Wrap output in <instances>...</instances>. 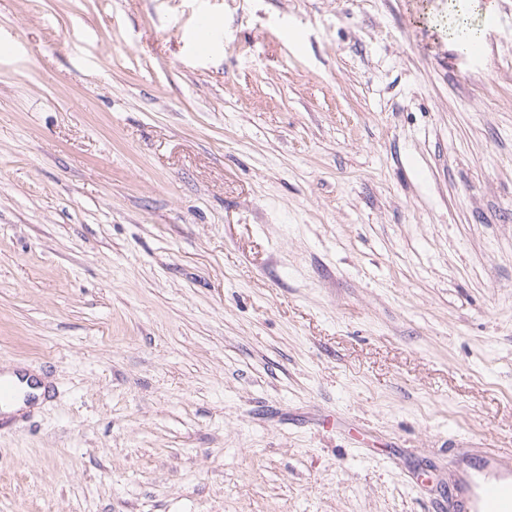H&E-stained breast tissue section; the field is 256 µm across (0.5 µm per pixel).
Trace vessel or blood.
I'll return each mask as SVG.
<instances>
[{
	"instance_id": "b4317fda",
	"label": "vessel or blood",
	"mask_w": 512,
	"mask_h": 512,
	"mask_svg": "<svg viewBox=\"0 0 512 512\" xmlns=\"http://www.w3.org/2000/svg\"><path fill=\"white\" fill-rule=\"evenodd\" d=\"M448 508L450 512H512V466L499 454L475 458L455 479Z\"/></svg>"
}]
</instances>
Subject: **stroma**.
<instances>
[{"label":"stroma","mask_w":512,"mask_h":512,"mask_svg":"<svg viewBox=\"0 0 512 512\" xmlns=\"http://www.w3.org/2000/svg\"><path fill=\"white\" fill-rule=\"evenodd\" d=\"M0 42V372L49 381L0 512H448L512 451V0H0Z\"/></svg>","instance_id":"obj_1"}]
</instances>
